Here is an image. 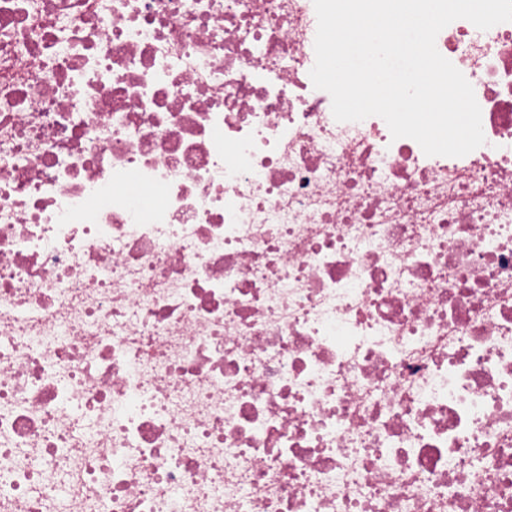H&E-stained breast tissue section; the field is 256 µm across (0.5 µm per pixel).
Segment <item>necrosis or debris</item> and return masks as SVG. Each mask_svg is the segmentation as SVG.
Wrapping results in <instances>:
<instances>
[{
  "mask_svg": "<svg viewBox=\"0 0 512 512\" xmlns=\"http://www.w3.org/2000/svg\"><path fill=\"white\" fill-rule=\"evenodd\" d=\"M313 0H0V512H512V21L484 145L314 87Z\"/></svg>",
  "mask_w": 512,
  "mask_h": 512,
  "instance_id": "necrosis-or-debris-1",
  "label": "necrosis or debris"
}]
</instances>
